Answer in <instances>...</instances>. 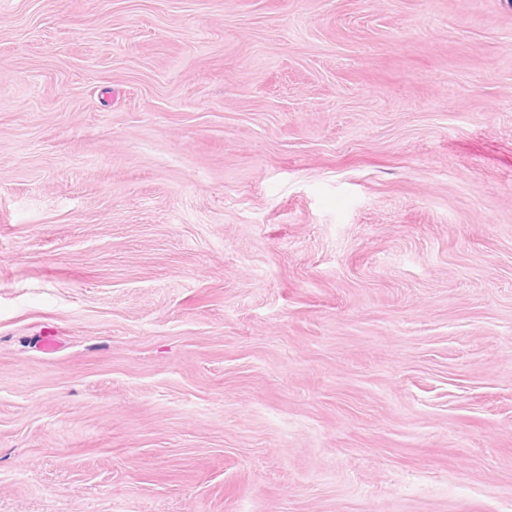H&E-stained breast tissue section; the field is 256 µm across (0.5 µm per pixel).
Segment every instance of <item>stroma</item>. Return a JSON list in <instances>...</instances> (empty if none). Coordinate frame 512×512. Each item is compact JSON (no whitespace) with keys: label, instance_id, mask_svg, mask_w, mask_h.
<instances>
[{"label":"stroma","instance_id":"1","mask_svg":"<svg viewBox=\"0 0 512 512\" xmlns=\"http://www.w3.org/2000/svg\"><path fill=\"white\" fill-rule=\"evenodd\" d=\"M0 512H512V0H0Z\"/></svg>","mask_w":512,"mask_h":512}]
</instances>
